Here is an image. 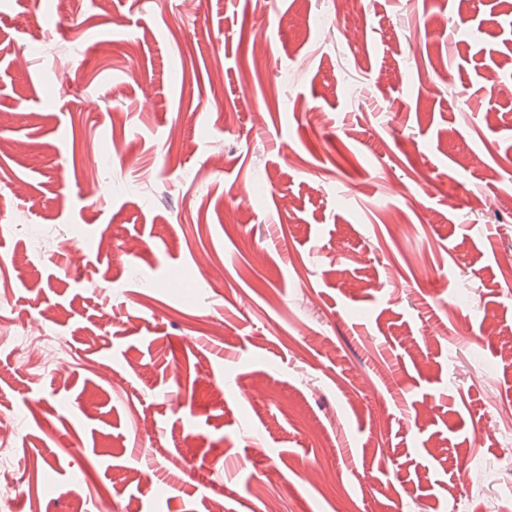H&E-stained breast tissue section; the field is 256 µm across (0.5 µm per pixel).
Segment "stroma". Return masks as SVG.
I'll return each mask as SVG.
<instances>
[{
  "label": "stroma",
  "mask_w": 512,
  "mask_h": 512,
  "mask_svg": "<svg viewBox=\"0 0 512 512\" xmlns=\"http://www.w3.org/2000/svg\"><path fill=\"white\" fill-rule=\"evenodd\" d=\"M507 336L512 0H0L18 512H512Z\"/></svg>",
  "instance_id": "1"
}]
</instances>
